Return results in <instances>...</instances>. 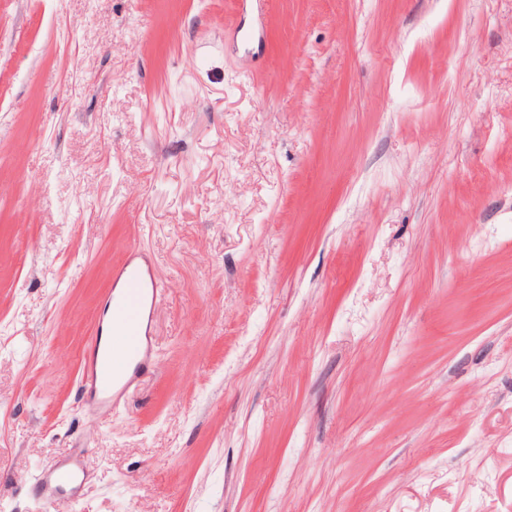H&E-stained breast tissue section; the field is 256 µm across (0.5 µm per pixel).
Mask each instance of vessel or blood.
Segmentation results:
<instances>
[{"instance_id": "vessel-or-blood-1", "label": "vessel or blood", "mask_w": 512, "mask_h": 512, "mask_svg": "<svg viewBox=\"0 0 512 512\" xmlns=\"http://www.w3.org/2000/svg\"><path fill=\"white\" fill-rule=\"evenodd\" d=\"M124 281L119 294H107L104 307L112 312V332L117 346L141 343L142 326L148 302L155 298V286L146 285L141 269L125 262L118 270ZM99 338H91L84 351V369L81 382L82 406L89 411H99L112 407L121 401L129 389L151 365V351H144L131 375L117 379L112 375L111 364H98ZM79 460L71 459L49 468L39 478L38 492L44 507H51L53 501L62 494L77 496V482L80 477Z\"/></svg>"}]
</instances>
